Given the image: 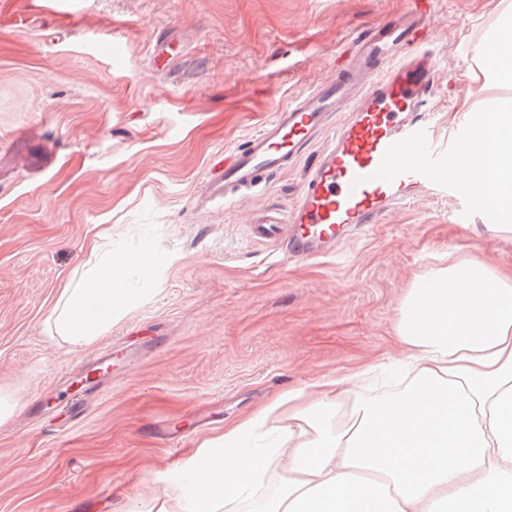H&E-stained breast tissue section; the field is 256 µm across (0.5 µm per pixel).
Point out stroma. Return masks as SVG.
<instances>
[{"mask_svg": "<svg viewBox=\"0 0 512 512\" xmlns=\"http://www.w3.org/2000/svg\"><path fill=\"white\" fill-rule=\"evenodd\" d=\"M512 0H437L427 109L447 138L488 99L475 46ZM407 0H0V512H125L136 487L209 434L290 389L404 357L395 338L414 280L448 258L512 265V233L478 204L419 195L333 254L283 260L250 219L291 208L312 145L232 205L199 203L211 167L297 94L330 78L355 40ZM171 34L173 61L148 48ZM157 259L96 347L167 343L113 373L80 420L74 348L49 321L87 244ZM177 262L167 263L166 255ZM51 394L39 415L27 407ZM177 428L167 444L158 424Z\"/></svg>", "mask_w": 512, "mask_h": 512, "instance_id": "35a3bbf8", "label": "stroma"}]
</instances>
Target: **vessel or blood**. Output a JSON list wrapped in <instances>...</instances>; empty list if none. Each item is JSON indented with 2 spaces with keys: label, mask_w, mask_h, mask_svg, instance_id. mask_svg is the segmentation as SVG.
I'll use <instances>...</instances> for the list:
<instances>
[{
  "label": "vessel or blood",
  "mask_w": 512,
  "mask_h": 512,
  "mask_svg": "<svg viewBox=\"0 0 512 512\" xmlns=\"http://www.w3.org/2000/svg\"><path fill=\"white\" fill-rule=\"evenodd\" d=\"M435 0L370 30L336 63V75L302 92L239 148L213 166L202 195L234 203L285 171L312 146L337 112L346 120L318 153L292 207L252 221L255 238L280 242L284 258L330 253L352 225L378 223L394 204L426 191L470 197L457 173L476 127L464 122L440 145L425 106L433 93Z\"/></svg>",
  "instance_id": "vessel-or-blood-1"
}]
</instances>
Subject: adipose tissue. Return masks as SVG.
<instances>
[{
    "mask_svg": "<svg viewBox=\"0 0 512 512\" xmlns=\"http://www.w3.org/2000/svg\"><path fill=\"white\" fill-rule=\"evenodd\" d=\"M512 17L475 55L512 87ZM470 187L512 220V97L473 114ZM108 252L71 280L52 311L57 334L93 344L127 308L120 270L152 279L154 259ZM397 337L406 358L379 362L407 377L399 391L346 404L350 378L300 388L225 426L134 493L132 512H512V267L476 260L432 269L409 289ZM287 455L274 491L263 482Z\"/></svg>",
    "mask_w": 512,
    "mask_h": 512,
    "instance_id": "1",
    "label": "adipose tissue"
}]
</instances>
